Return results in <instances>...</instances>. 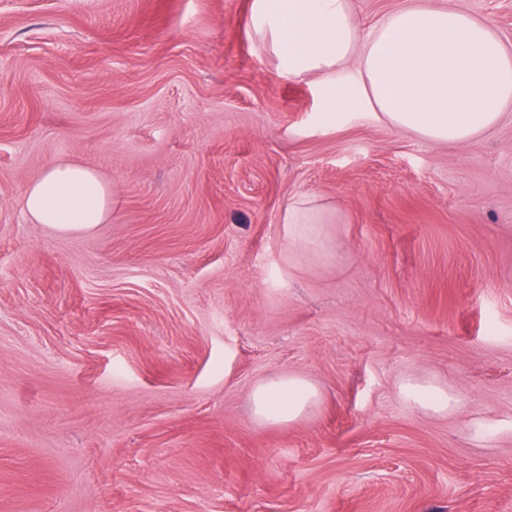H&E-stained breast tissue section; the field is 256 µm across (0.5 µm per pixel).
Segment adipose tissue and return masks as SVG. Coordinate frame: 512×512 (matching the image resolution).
Wrapping results in <instances>:
<instances>
[{"mask_svg":"<svg viewBox=\"0 0 512 512\" xmlns=\"http://www.w3.org/2000/svg\"><path fill=\"white\" fill-rule=\"evenodd\" d=\"M251 29L283 74L315 77L330 124L365 113L430 144L464 143L512 106V44L473 13L436 0H407L367 30L351 0H253ZM114 196L96 170L62 160L32 180L24 210L54 232L82 233L111 218ZM328 215L311 196L289 200L284 222L302 255L321 250ZM398 390L408 408L427 415L448 416L461 404L453 388L432 378L407 376ZM319 399L315 384L298 374L271 377L251 393L262 425L294 422Z\"/></svg>","mask_w":512,"mask_h":512,"instance_id":"1","label":"adipose tissue"}]
</instances>
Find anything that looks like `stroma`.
<instances>
[{
	"instance_id": "obj_1",
	"label": "stroma",
	"mask_w": 512,
	"mask_h": 512,
	"mask_svg": "<svg viewBox=\"0 0 512 512\" xmlns=\"http://www.w3.org/2000/svg\"><path fill=\"white\" fill-rule=\"evenodd\" d=\"M512 43V0H449ZM252 0H0V512H512V112L431 145L354 115L254 38ZM73 158L118 190L33 223ZM317 197L337 256L294 257ZM463 398L407 409L408 373ZM298 373L321 401L259 425ZM115 190L94 169L72 160L54 163L30 183L24 210L36 224L82 233L112 217ZM329 209L317 199L302 194L288 201L284 224H288V238L300 249L301 256H309L318 250L330 251L321 245V224H331ZM319 399L315 384L298 374L271 377L251 393L253 413L260 425L294 422L311 413ZM507 430L512 431V417L507 419L476 414L470 421V431L479 441H491Z\"/></svg>"
}]
</instances>
